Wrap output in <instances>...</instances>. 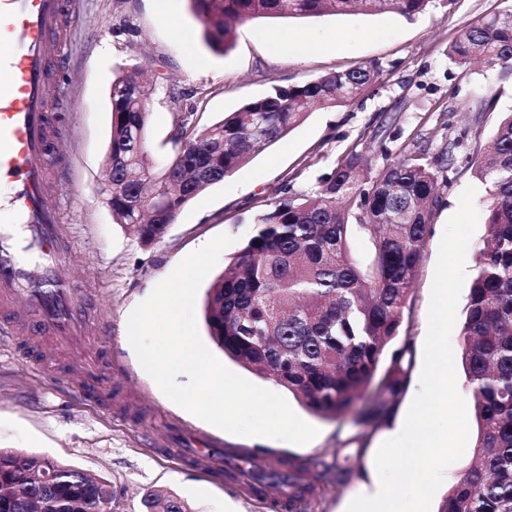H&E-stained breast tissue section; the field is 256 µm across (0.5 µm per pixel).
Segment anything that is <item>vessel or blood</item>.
Listing matches in <instances>:
<instances>
[{
    "instance_id": "obj_1",
    "label": "vessel or blood",
    "mask_w": 512,
    "mask_h": 512,
    "mask_svg": "<svg viewBox=\"0 0 512 512\" xmlns=\"http://www.w3.org/2000/svg\"><path fill=\"white\" fill-rule=\"evenodd\" d=\"M79 19L77 0H0V328L85 348L87 292L67 274V235L46 186L64 106L56 40Z\"/></svg>"
}]
</instances>
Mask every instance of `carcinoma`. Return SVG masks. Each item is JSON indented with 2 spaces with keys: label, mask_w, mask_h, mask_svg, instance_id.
Returning a JSON list of instances; mask_svg holds the SVG:
<instances>
[{
  "label": "carcinoma",
  "mask_w": 512,
  "mask_h": 512,
  "mask_svg": "<svg viewBox=\"0 0 512 512\" xmlns=\"http://www.w3.org/2000/svg\"><path fill=\"white\" fill-rule=\"evenodd\" d=\"M203 38L225 51L245 20L300 18L371 11L413 16L435 0H190ZM460 66L474 60L512 76V20L481 18L448 48ZM359 67L276 87L203 128L193 113L174 126L178 145L157 165L147 143L152 84L140 68L112 81V127L106 167L112 168L115 223L144 245L160 240L191 199L224 181L302 124L314 107L348 103L376 81ZM489 185L487 237L479 252L462 322L460 359L478 434L474 464L449 488L438 512H512V113L492 150L475 168ZM437 172L425 151L401 153L380 169L350 153L310 195L288 186L256 215L257 228L206 291L203 315L216 347L254 374L271 378L323 418L353 414L358 424L391 422L408 384L404 367L413 343L398 336L405 303L430 225L440 206ZM357 235L362 259L350 247ZM388 367L378 375L381 363ZM355 470L338 461L290 459L259 469L260 486L295 485L300 478ZM110 512L112 486L58 461L0 448V512ZM308 496L270 503L272 512H300ZM144 512H190L172 495L152 494Z\"/></svg>",
  "instance_id": "1"
}]
</instances>
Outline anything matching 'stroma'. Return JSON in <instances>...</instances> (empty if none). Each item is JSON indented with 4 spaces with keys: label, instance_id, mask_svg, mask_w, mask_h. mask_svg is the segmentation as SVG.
I'll return each instance as SVG.
<instances>
[{
    "label": "stroma",
    "instance_id": "obj_1",
    "mask_svg": "<svg viewBox=\"0 0 512 512\" xmlns=\"http://www.w3.org/2000/svg\"><path fill=\"white\" fill-rule=\"evenodd\" d=\"M82 20L67 37L68 72L58 93L63 115L59 152L67 168L49 179L72 243L68 269L92 297V331L111 328L112 342L96 365L107 380L101 394L71 380L80 361L65 346L42 349L0 334V448L40 455L100 476L112 485V512H143L142 499L164 493L191 512H269L267 501L244 481L219 477L203 461L188 459L193 436L253 453L257 465L288 456L333 459L345 440L363 434L357 477L335 486L319 479L314 512H346L359 485L374 471V456L391 428L401 427L419 388L423 344L439 242L466 187L484 211L487 187L473 164L488 150L504 112L512 110V78L497 71L463 70L448 47L469 23L512 14V0H439L405 17L384 10L306 18H259L241 23L226 52L209 49L189 0H79ZM336 39L332 50L317 42ZM127 64L143 68L155 86L147 137L156 164L174 154L177 112L206 126L273 87L364 66H378L377 81L359 98L313 109L286 137L223 182L184 206L164 237L149 245L115 224L99 190L111 129L109 90ZM496 96L495 111L480 109ZM426 149L428 158L454 153L456 163L439 184L441 205L420 254L416 280L400 326L411 337L410 380L392 424L357 429L350 418L328 419L288 397L291 409L319 430L304 445L226 433L173 403L143 370L129 343L131 312L191 252L214 236L232 243L221 254L222 273L253 234L254 217L281 187L314 190L337 159L357 152L380 167L400 152Z\"/></svg>",
    "mask_w": 512,
    "mask_h": 512
}]
</instances>
